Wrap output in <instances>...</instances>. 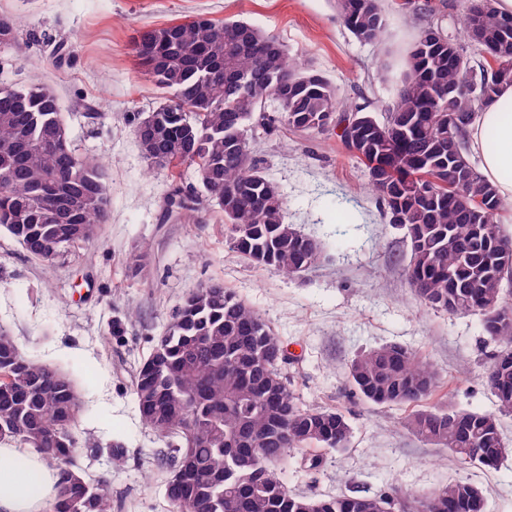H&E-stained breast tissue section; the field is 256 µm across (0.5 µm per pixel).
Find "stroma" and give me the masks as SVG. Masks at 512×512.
Masks as SVG:
<instances>
[{"instance_id": "obj_1", "label": "stroma", "mask_w": 512, "mask_h": 512, "mask_svg": "<svg viewBox=\"0 0 512 512\" xmlns=\"http://www.w3.org/2000/svg\"><path fill=\"white\" fill-rule=\"evenodd\" d=\"M382 6L386 37L370 45L343 26L336 0H0V16L13 20L21 43L0 50V87L53 91L72 148L101 160L110 198L107 223L50 262L0 227V328L31 360L74 378L78 464L87 479L109 481L113 512H172L159 456L166 441L142 422L134 378L187 293L212 283L252 305L282 338V370L303 406L340 411L352 427L349 447L323 450L318 472H306L295 450L276 465L290 493L372 495L395 484L423 495L467 478L483 492L487 512H512V415L500 418L507 455L497 468L478 469L404 429L403 409L366 402L348 380L358 352L396 343L438 370L436 402L497 409L485 385L497 343L477 316L448 315L418 300L405 274L403 233L387 223L366 170L335 131L278 123L250 142L286 197V222L323 248L315 266L293 277L234 250L219 208H204L200 224L164 220L173 185H196V175L185 165L175 182L149 169L134 134L171 97L140 66L137 30L200 15L244 20L275 36L293 60L384 118L398 91L386 72L399 70L425 19L400 0ZM60 43L69 49L61 61L54 55Z\"/></svg>"}]
</instances>
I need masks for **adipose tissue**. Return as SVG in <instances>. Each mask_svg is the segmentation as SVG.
<instances>
[{"mask_svg":"<svg viewBox=\"0 0 512 512\" xmlns=\"http://www.w3.org/2000/svg\"><path fill=\"white\" fill-rule=\"evenodd\" d=\"M469 155L512 212V84L499 89L466 132ZM59 475L40 454L0 443V512H53Z\"/></svg>","mask_w":512,"mask_h":512,"instance_id":"1","label":"adipose tissue"}]
</instances>
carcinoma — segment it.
Instances as JSON below:
<instances>
[{"label":"carcinoma","instance_id":"carcinoma-1","mask_svg":"<svg viewBox=\"0 0 512 512\" xmlns=\"http://www.w3.org/2000/svg\"><path fill=\"white\" fill-rule=\"evenodd\" d=\"M345 28L358 40L378 42L387 21L381 0H336ZM512 14L490 6L466 7L459 25L465 40L439 21L422 27L412 44L398 100L380 121L342 100L321 74L300 67L274 36L242 21L199 17L188 24L144 27L133 51L139 64L172 99L154 109L156 125L138 139L149 167L174 172L194 167L204 189L199 199L176 188L169 205L193 219L207 203L224 212L233 247L257 266L285 276L312 267L322 246L285 222L281 188L249 149L254 133L277 121L297 131L325 130L327 112L350 124L341 137L362 163L386 208L389 223L410 244L407 277L426 307L480 317L500 349L512 350V304L503 280L512 276V241L499 225L461 199H480L495 214L503 208L495 188L466 152L465 134L476 112L505 83H512V41L500 43ZM502 48L503 71L484 54ZM487 83L471 92L465 73ZM277 106L278 115L268 113ZM455 118L453 139L448 120ZM64 123L55 95L42 87H0V226L41 257L90 239L106 223L109 198L96 157L54 148ZM461 157L448 159L452 148ZM455 188L428 193L426 177ZM492 306L495 317L480 312ZM160 367L136 375L135 401L143 422L164 438L171 465L190 461L189 479L166 489L173 512H403L396 485L380 495L314 498L288 492L274 471L291 449L305 452L308 469L320 465L315 450L349 447L352 428L339 411L301 407L281 369L283 341L260 314L224 287L192 290L167 329ZM348 378L365 400L411 407L402 421L413 434L448 449L462 464L497 468L506 454L498 415L512 413V365L493 362L486 384L498 413L451 405L421 408L440 388L439 373L413 350L386 344L355 356ZM68 374L29 359L0 329V442L39 452L47 440L68 436V447L45 452L59 481L53 512H112L106 480L91 482L82 469L62 467L79 454L72 427L79 403ZM422 512H486L476 486L454 480L416 497Z\"/></svg>","mask_w":512,"mask_h":512}]
</instances>
